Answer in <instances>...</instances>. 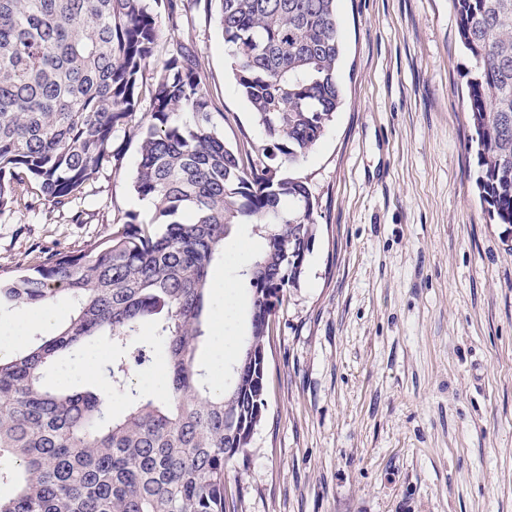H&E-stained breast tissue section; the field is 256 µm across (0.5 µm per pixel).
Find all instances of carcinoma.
Masks as SVG:
<instances>
[{
	"mask_svg": "<svg viewBox=\"0 0 512 512\" xmlns=\"http://www.w3.org/2000/svg\"><path fill=\"white\" fill-rule=\"evenodd\" d=\"M163 2L171 26L191 0H0V214L14 180L64 210L120 155L117 133L149 100L134 190L155 203L150 221L127 214L117 230L77 253H55L32 271L0 279V309L66 297L72 312L0 355V512H236L226 468L245 454L266 410L268 313L296 287L315 240L305 182L279 174L302 161L342 103L343 53L336 0L217 2L239 92L267 144L234 149L212 123L196 56L171 39L149 88ZM473 69L467 111L477 143L476 186L490 217L512 224V0H453ZM189 114L193 121H180ZM247 225L265 241L240 276L250 292L249 333L233 379L211 391L197 359L209 335V269ZM155 345L131 348L143 327ZM110 356L109 397L47 381L95 342ZM166 394L140 395L132 364L154 348Z\"/></svg>",
	"mask_w": 512,
	"mask_h": 512,
	"instance_id": "obj_1",
	"label": "carcinoma"
}]
</instances>
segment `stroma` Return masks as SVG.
<instances>
[{
  "mask_svg": "<svg viewBox=\"0 0 512 512\" xmlns=\"http://www.w3.org/2000/svg\"><path fill=\"white\" fill-rule=\"evenodd\" d=\"M344 99L321 140L285 174L315 201L316 238L267 347V407L227 468L238 512H512V224L490 220L476 187L466 109L471 59L453 0H336ZM151 83L176 36L194 49L212 120L232 147L266 143L234 77L215 9L159 14ZM71 213L45 200L0 214V275L78 251L128 213L136 125ZM250 227L211 266L224 333L248 329L239 257ZM109 348L59 363L51 383L96 388Z\"/></svg>",
  "mask_w": 512,
  "mask_h": 512,
  "instance_id": "obj_1",
  "label": "stroma"
}]
</instances>
